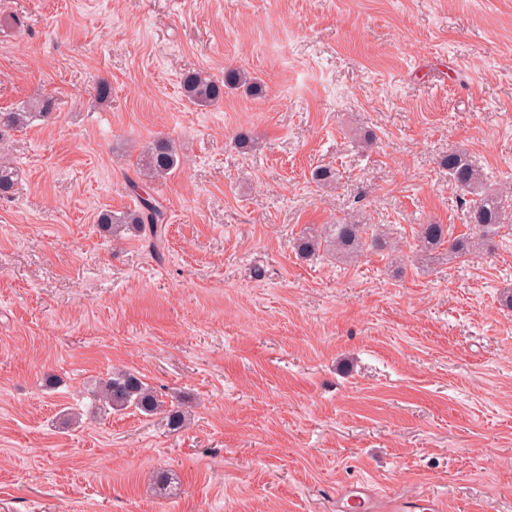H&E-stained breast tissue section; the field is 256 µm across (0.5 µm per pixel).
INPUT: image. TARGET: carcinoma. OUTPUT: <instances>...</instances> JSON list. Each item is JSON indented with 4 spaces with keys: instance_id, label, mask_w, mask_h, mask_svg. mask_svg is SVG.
I'll list each match as a JSON object with an SVG mask.
<instances>
[{
    "instance_id": "obj_1",
    "label": "carcinoma",
    "mask_w": 512,
    "mask_h": 512,
    "mask_svg": "<svg viewBox=\"0 0 512 512\" xmlns=\"http://www.w3.org/2000/svg\"><path fill=\"white\" fill-rule=\"evenodd\" d=\"M182 89L190 102L201 107L223 101L224 94L230 91L241 89L252 96L263 93V85L258 78L238 69L226 70L221 80L203 72L190 74L184 78ZM51 111L52 102L45 98L13 111H0V136L23 129ZM441 164L447 168L448 180L460 192L462 201L468 204L470 227L476 231V235H462L449 243L448 229L444 225L423 224L419 233L420 249L429 252L446 244L448 253L458 257L485 245V241L493 237L502 224L507 221L512 223V217L506 218L499 193L489 188L486 174L473 164L466 151L449 152ZM138 165L140 180L146 185L166 178L178 166L174 141L167 137L153 139L142 147ZM311 178L322 187L332 188L336 185L338 174L335 169L322 166L313 170ZM17 179L18 171L12 163L0 161V198L5 199L13 194ZM165 219V211L159 202L142 198L134 209L119 214L101 212L97 224L115 238L131 235L145 239L150 251L156 254L162 242ZM368 243L379 250L388 248L384 231L370 235L366 225L345 221L341 224H324L319 228H305L297 240V249L305 256L326 252L338 259L348 260L356 257ZM92 395L95 413L99 415L133 406L147 415L164 414L166 425L173 430L181 428L185 422V413L181 409H166V402L160 399L158 392L130 371L112 372L96 386Z\"/></svg>"
}]
</instances>
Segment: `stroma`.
<instances>
[{
	"mask_svg": "<svg viewBox=\"0 0 512 512\" xmlns=\"http://www.w3.org/2000/svg\"><path fill=\"white\" fill-rule=\"evenodd\" d=\"M228 68L263 96H183ZM37 95L51 117L0 142V512H336L352 483L368 512H512V225L458 258L418 242L470 230L452 149L512 205V0H0V111ZM160 135L180 165L152 186L157 257L96 219L136 206ZM343 219L398 263L298 254ZM115 368L189 425L93 416Z\"/></svg>",
	"mask_w": 512,
	"mask_h": 512,
	"instance_id": "stroma-1",
	"label": "stroma"
}]
</instances>
